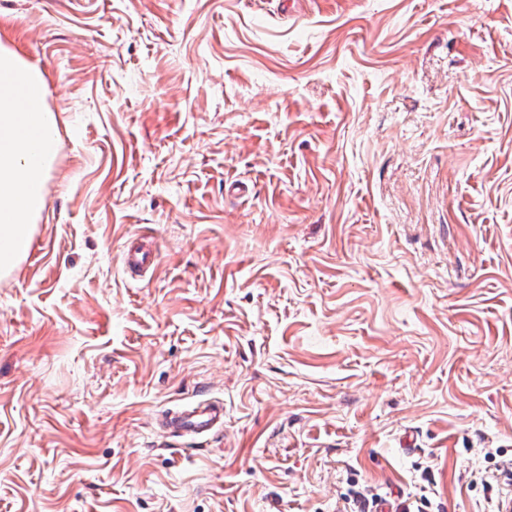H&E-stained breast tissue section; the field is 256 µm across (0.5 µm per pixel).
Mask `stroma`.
I'll use <instances>...</instances> for the list:
<instances>
[{
  "instance_id": "1",
  "label": "stroma",
  "mask_w": 512,
  "mask_h": 512,
  "mask_svg": "<svg viewBox=\"0 0 512 512\" xmlns=\"http://www.w3.org/2000/svg\"><path fill=\"white\" fill-rule=\"evenodd\" d=\"M0 43L60 132L0 282V512H494L512 0H0ZM212 397L215 437L154 430ZM122 262L126 276L136 279L155 268L157 253L151 247L131 241L123 252Z\"/></svg>"
}]
</instances>
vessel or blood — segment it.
Instances as JSON below:
<instances>
[{
    "instance_id": "vessel-or-blood-1",
    "label": "vessel or blood",
    "mask_w": 512,
    "mask_h": 512,
    "mask_svg": "<svg viewBox=\"0 0 512 512\" xmlns=\"http://www.w3.org/2000/svg\"><path fill=\"white\" fill-rule=\"evenodd\" d=\"M156 264L157 253L153 248L132 242L123 252V269L128 277H141L153 270ZM155 425L171 436L203 439L223 430L224 403L220 400L204 399L163 410L157 413Z\"/></svg>"
}]
</instances>
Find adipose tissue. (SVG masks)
Listing matches in <instances>:
<instances>
[{
    "label": "adipose tissue",
    "mask_w": 512,
    "mask_h": 512,
    "mask_svg": "<svg viewBox=\"0 0 512 512\" xmlns=\"http://www.w3.org/2000/svg\"><path fill=\"white\" fill-rule=\"evenodd\" d=\"M42 71L17 51L0 46V279L26 257L33 222L46 204L45 184L58 147L52 112L35 108Z\"/></svg>",
    "instance_id": "ef3b65f1"
}]
</instances>
